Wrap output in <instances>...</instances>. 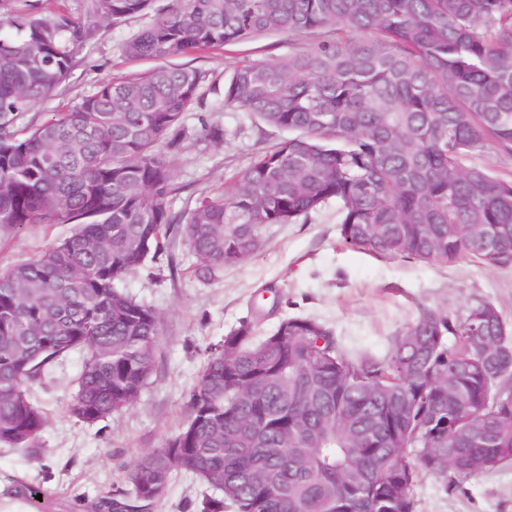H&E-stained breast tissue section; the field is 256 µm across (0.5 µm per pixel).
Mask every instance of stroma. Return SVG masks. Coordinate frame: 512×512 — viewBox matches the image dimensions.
<instances>
[{
    "instance_id": "obj_1",
    "label": "stroma",
    "mask_w": 512,
    "mask_h": 512,
    "mask_svg": "<svg viewBox=\"0 0 512 512\" xmlns=\"http://www.w3.org/2000/svg\"><path fill=\"white\" fill-rule=\"evenodd\" d=\"M52 7L91 24L93 31L76 49L69 79L24 115L27 124L66 111L101 82L155 66L148 59L126 58L122 51L146 17L108 26L94 21L91 0H54ZM313 42L310 36L279 34L176 57V64L202 71L205 80L202 106L184 115L190 136L174 160L173 212L193 208L203 196H222L260 151L283 137L273 128L257 129L247 113L220 109L224 80L233 68L245 60L284 61ZM205 124L223 129L222 144L201 139ZM69 231L60 224L0 229V268L36 255ZM171 253L176 268L164 260L150 261L121 282L162 317L157 368L139 402L93 425L73 418L67 406L83 366L79 351L32 382L29 392L46 412L48 425L36 453L0 445V512H37L15 494L19 481L46 491V512H94L101 494L125 488L137 458L163 447L185 426L190 414L187 394L207 348L220 343L242 320L254 323L257 335L264 336L284 316L313 317L347 348L379 356L423 309L455 316L471 301L483 299L495 305L512 328V267L486 266L467 257L441 266L350 248L339 237L332 205L298 223L269 226L254 255L205 278L196 276L194 259L181 237H174ZM214 495L206 484L180 471L150 512H204ZM416 495L418 512H512V465L461 479L452 491L427 476Z\"/></svg>"
}]
</instances>
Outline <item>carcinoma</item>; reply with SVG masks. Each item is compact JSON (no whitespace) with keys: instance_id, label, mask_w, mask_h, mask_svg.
Returning a JSON list of instances; mask_svg holds the SVG:
<instances>
[{"instance_id":"obj_1","label":"carcinoma","mask_w":512,"mask_h":512,"mask_svg":"<svg viewBox=\"0 0 512 512\" xmlns=\"http://www.w3.org/2000/svg\"><path fill=\"white\" fill-rule=\"evenodd\" d=\"M92 0L104 23L153 14L123 46L160 62L100 83L68 112L18 120L62 84L84 24L0 0V228L71 224L0 269V445L35 451L47 425L27 384L78 350L68 405L94 424L134 406L153 374L161 315L121 287L181 234L199 276L236 265L271 224L336 206L342 241L380 257L512 266V0ZM319 34L283 62L246 60L220 107L290 136L230 193L178 215L173 159L203 72L168 59L260 36ZM487 301L423 310L383 357L286 316L243 321L208 348L187 425L141 455L101 512H144L179 470L219 491L207 512H415L424 476L453 490L512 464V336ZM488 351L475 355L476 341Z\"/></svg>"}]
</instances>
